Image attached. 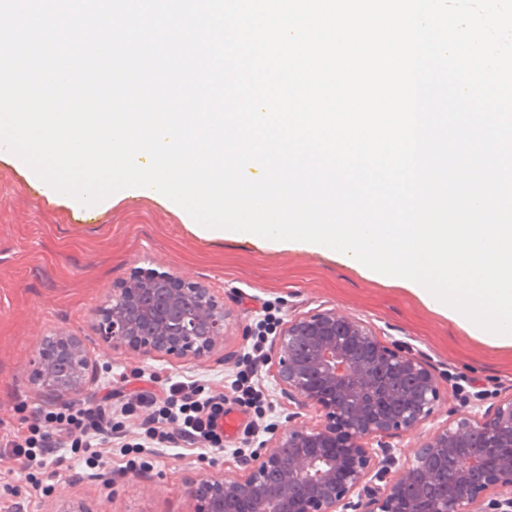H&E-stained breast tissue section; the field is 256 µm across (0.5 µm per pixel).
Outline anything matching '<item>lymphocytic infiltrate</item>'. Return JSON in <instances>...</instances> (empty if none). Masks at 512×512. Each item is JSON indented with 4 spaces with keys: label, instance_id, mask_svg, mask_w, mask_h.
<instances>
[{
    "label": "lymphocytic infiltrate",
    "instance_id": "obj_1",
    "mask_svg": "<svg viewBox=\"0 0 512 512\" xmlns=\"http://www.w3.org/2000/svg\"><path fill=\"white\" fill-rule=\"evenodd\" d=\"M111 394L95 404L70 406L48 413L41 423L0 439V454L25 461L27 466L42 467L44 456L55 448H67L93 461L99 455L107 408ZM131 406L147 414L151 439L164 443L181 436L191 444L220 447L223 439L217 426L224 414V396L202 390L192 382L171 383L164 397L143 393L132 396Z\"/></svg>",
    "mask_w": 512,
    "mask_h": 512
}]
</instances>
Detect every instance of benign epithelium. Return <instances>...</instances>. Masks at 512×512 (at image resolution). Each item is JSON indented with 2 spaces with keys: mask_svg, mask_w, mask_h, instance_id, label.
Here are the masks:
<instances>
[{
  "mask_svg": "<svg viewBox=\"0 0 512 512\" xmlns=\"http://www.w3.org/2000/svg\"><path fill=\"white\" fill-rule=\"evenodd\" d=\"M100 315L112 347L142 356L203 358L228 328L209 289L170 273L133 275ZM273 356L276 385L295 411L234 474L188 482L196 512H400L409 494L412 512H512V455L494 465L485 457L512 447V396L456 412L388 478L389 440L433 420L440 388L427 365L336 308L282 323ZM37 373L57 399L94 385L98 368L82 337L59 330ZM310 409L320 413L315 426L301 421Z\"/></svg>",
  "mask_w": 512,
  "mask_h": 512,
  "instance_id": "7a95c632",
  "label": "benign epithelium"
}]
</instances>
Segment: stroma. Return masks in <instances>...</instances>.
Here are the masks:
<instances>
[{"instance_id":"1","label":"stroma","mask_w":512,"mask_h":512,"mask_svg":"<svg viewBox=\"0 0 512 512\" xmlns=\"http://www.w3.org/2000/svg\"><path fill=\"white\" fill-rule=\"evenodd\" d=\"M148 269L186 277L223 302L230 323L223 346L200 360L107 348L96 330L99 308L113 289ZM331 307L369 322L385 345L405 348L430 367L440 387L435 422L512 394V347L486 341L400 282L332 255L205 238L183 210L150 193L82 207L0 155V436L54 410L34 370L57 329L85 337L98 362L93 398L121 375L132 378L112 398L114 430L101 447L99 464L111 471L112 484L87 480L74 459L52 453L46 457L49 479L37 486L21 461L0 457V512H60L66 500L94 512H194L187 481L233 473L239 456L259 447L270 425L288 414L272 365L259 369L258 403H244L234 384L256 351L272 353L271 343L257 341L259 321L278 324ZM176 380L223 393L225 411L239 415L240 426L223 448L147 446L139 419L123 413L136 389L157 393ZM435 422L395 441L396 462L410 458Z\"/></svg>"}]
</instances>
